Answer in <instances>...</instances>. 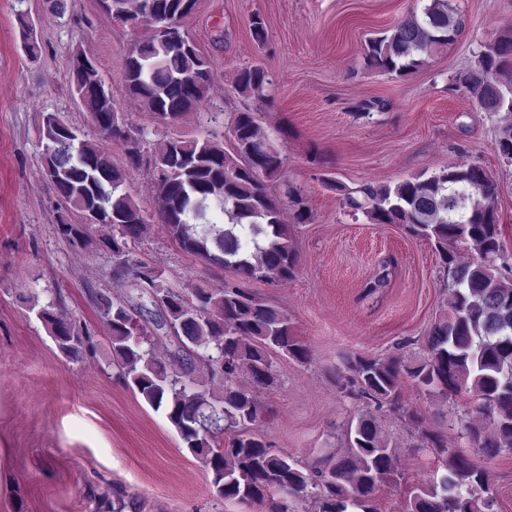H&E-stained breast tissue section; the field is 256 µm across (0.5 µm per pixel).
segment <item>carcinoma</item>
<instances>
[{"instance_id": "carcinoma-1", "label": "carcinoma", "mask_w": 512, "mask_h": 512, "mask_svg": "<svg viewBox=\"0 0 512 512\" xmlns=\"http://www.w3.org/2000/svg\"><path fill=\"white\" fill-rule=\"evenodd\" d=\"M99 4L109 19L133 30L148 16L152 26L179 42L169 48L156 34L136 41L120 73L125 93L163 125L198 110L211 89L212 62L185 26L197 0H140L134 9L127 0ZM18 22L23 49L37 56L32 23L22 12ZM464 28L462 14L448 0H429L421 13L368 39L365 66L407 76L453 44ZM69 73L71 90L101 139L119 143L128 163L139 165L148 133L117 112L112 87L83 50L71 53ZM451 81L486 112L512 111V28L481 45L474 62ZM271 85L261 66L241 67L232 80L233 91L243 98L262 99ZM227 134L230 152L209 138L166 137L156 144L152 165L164 201L161 223L189 255L222 268L230 264L237 277L249 281L286 282L298 257L282 221L283 202L272 188L282 177V150L260 133L256 113L248 109L233 113ZM41 140L45 177L60 203L58 234L75 249L94 243L111 249L174 338L178 372L152 352L147 329L136 318L140 307L99 295L119 377L154 410L165 412L184 447L209 469L216 494L241 504H268L269 512H291L290 498H314L318 512H374L377 484L395 473V452L374 414L363 413L350 425L344 454L311 470L251 433L262 418L255 390L273 384L270 353L301 362L308 358L288 317L234 284L195 288L189 298L167 287L155 270L130 258L129 246L146 236L150 222L126 189L125 170L98 144L80 139L57 113L43 115ZM287 197L296 219L307 220L300 191L290 187ZM497 198V184L476 163L423 172L393 186L363 185L344 197L345 207L371 223L399 224L433 242L454 300L452 313L431 324L422 360L405 367L396 359L350 356L346 370L380 407L399 406L405 375L426 387L470 395L472 412L489 422V429H476L470 419L450 423L487 459L512 454V284L498 272L503 249ZM98 226L108 233L96 240L92 230ZM39 317L66 357L77 361L94 352L91 332L48 308L40 309ZM216 382L223 384L224 395L214 404L208 385ZM410 417L444 473L411 488L405 512H492L487 470L448 447L423 416Z\"/></svg>"}]
</instances>
